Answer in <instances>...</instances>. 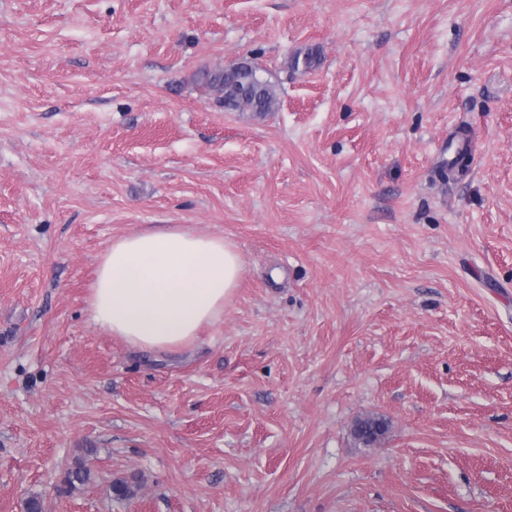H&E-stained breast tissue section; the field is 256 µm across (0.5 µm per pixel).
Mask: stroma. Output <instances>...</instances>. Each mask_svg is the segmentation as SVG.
I'll return each instance as SVG.
<instances>
[{
    "instance_id": "stroma-1",
    "label": "stroma",
    "mask_w": 512,
    "mask_h": 512,
    "mask_svg": "<svg viewBox=\"0 0 512 512\" xmlns=\"http://www.w3.org/2000/svg\"><path fill=\"white\" fill-rule=\"evenodd\" d=\"M239 61L275 111L198 86ZM173 224L232 243L239 286L141 352L90 288ZM32 497L512 512V0H0V512ZM384 422L376 416H366L359 419L353 429L355 437L365 443L375 441L378 434L382 432Z\"/></svg>"
}]
</instances>
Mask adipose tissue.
Wrapping results in <instances>:
<instances>
[{
  "label": "adipose tissue",
  "instance_id": "ef3b65f1",
  "mask_svg": "<svg viewBox=\"0 0 512 512\" xmlns=\"http://www.w3.org/2000/svg\"><path fill=\"white\" fill-rule=\"evenodd\" d=\"M242 259L224 238L175 225L117 240L104 252L89 311L110 335L144 352L177 351L224 316Z\"/></svg>",
  "mask_w": 512,
  "mask_h": 512
}]
</instances>
